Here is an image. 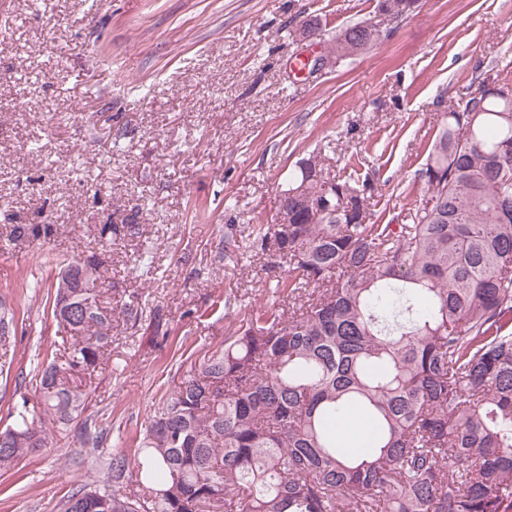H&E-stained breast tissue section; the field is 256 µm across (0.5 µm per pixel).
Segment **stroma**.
Segmentation results:
<instances>
[{
    "mask_svg": "<svg viewBox=\"0 0 512 512\" xmlns=\"http://www.w3.org/2000/svg\"><path fill=\"white\" fill-rule=\"evenodd\" d=\"M376 5L0 0V300L17 318L0 429L34 395L18 374L65 334L46 302L59 262L102 255L103 289L138 305L136 319L114 313L112 360L88 378L79 422L0 471V512H56L133 455L182 355L234 329L225 298L262 304L269 273L244 246L278 222L301 162L366 180L372 220L402 223L429 197L420 173L446 112L487 75L512 86V0H421L399 19ZM363 20L379 41L337 60V32ZM130 220L140 237H101ZM85 421L106 430L93 451Z\"/></svg>",
    "mask_w": 512,
    "mask_h": 512,
    "instance_id": "35a3bbf8",
    "label": "stroma"
}]
</instances>
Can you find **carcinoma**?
<instances>
[{"mask_svg":"<svg viewBox=\"0 0 512 512\" xmlns=\"http://www.w3.org/2000/svg\"><path fill=\"white\" fill-rule=\"evenodd\" d=\"M413 2L377 9L402 17ZM378 38L349 24L336 59ZM495 84L448 112L421 172L433 205L407 224L365 223L367 184L351 176L329 180L336 209L313 223L316 165L289 174L288 223L253 228L252 250L280 269L266 302L191 365L133 457H112V484L79 488L61 512H512V98ZM112 234L142 225L102 226ZM100 266L94 253L60 266L67 352L33 376L42 416L14 406L0 470L68 429L88 398L77 380L111 355ZM352 414L373 422L362 455L338 443Z\"/></svg>","mask_w":512,"mask_h":512,"instance_id":"obj_1","label":"carcinoma"}]
</instances>
